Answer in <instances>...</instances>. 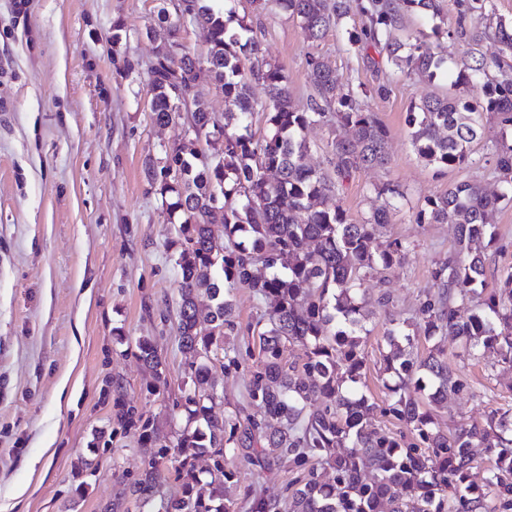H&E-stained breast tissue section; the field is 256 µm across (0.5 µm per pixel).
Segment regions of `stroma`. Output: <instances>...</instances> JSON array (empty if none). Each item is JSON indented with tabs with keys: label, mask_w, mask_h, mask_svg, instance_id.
Segmentation results:
<instances>
[{
	"label": "stroma",
	"mask_w": 512,
	"mask_h": 512,
	"mask_svg": "<svg viewBox=\"0 0 512 512\" xmlns=\"http://www.w3.org/2000/svg\"><path fill=\"white\" fill-rule=\"evenodd\" d=\"M161 0H0V512H154L129 489L157 444H173L185 425L179 401L190 358L178 345L179 276L171 240L174 218L151 190L145 160L180 139L178 126L150 118L148 64ZM257 38L287 78L297 105L313 93L307 58L328 57L339 76L385 96L367 107L387 129L389 160L362 169L337 202L360 223L383 182L405 198L382 231L407 243L406 259L367 279L371 317L364 343L362 391L377 406L388 397L380 370L390 320L411 319L423 292L434 290L432 270L452 256L450 224H421L418 212L449 184L496 188L494 140L488 122L478 146L482 161L440 170L416 154L405 122L409 107L432 93L424 82L383 71L385 53L347 51L332 30L307 43L287 15L267 12ZM486 289L512 270V202L493 217ZM389 293L392 302L377 299ZM150 338L163 363L154 379L136 356ZM439 347L450 371L465 375L467 393L433 409L436 426L481 422L512 407V366L495 351L468 356L451 336L419 339L411 356ZM132 404L154 422L156 442L120 419ZM91 472L78 473L81 461ZM225 488L237 503L249 494L283 497L291 472L235 463Z\"/></svg>",
	"instance_id": "1"
}]
</instances>
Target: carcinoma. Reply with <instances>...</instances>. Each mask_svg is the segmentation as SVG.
I'll return each instance as SVG.
<instances>
[{"mask_svg":"<svg viewBox=\"0 0 512 512\" xmlns=\"http://www.w3.org/2000/svg\"><path fill=\"white\" fill-rule=\"evenodd\" d=\"M169 2L158 13L163 32L154 34L149 65L151 114L159 125L184 126V137L163 146L146 167L149 185L178 215L177 331L180 347L194 361L183 395L187 424L173 444L179 449L174 472L181 495L161 494L166 444L131 495L144 504L158 500L156 512H236L223 486L233 477L227 465L239 459L297 473L283 500L256 498L252 512H512V416L494 412L483 423L448 434L434 427L427 406L468 391L469 383L448 372L435 354L413 361L409 349L416 335L401 323L391 322L384 336V372L397 382L388 387L383 414L401 422L416 441L369 421L373 404L359 388L368 301L362 285L409 252L398 240L378 242L404 192L391 182L375 187V204L358 224L328 200L355 171L388 164V132L363 108L365 99L383 96L386 87L341 83L331 61L312 53L307 67L314 95L301 108L254 36V23L274 6L298 22L313 46L342 28L350 49L385 51L386 64L408 79H448V91L411 105L406 115L418 157L448 170L476 163L473 147L488 118L512 127V20L495 16L490 0H457L455 24L432 27L435 36L465 47L452 71L420 38L403 37L406 16L434 19L438 0H250V11L241 15L215 0ZM183 18L208 30L203 62L179 40ZM487 39L497 46L492 55L481 50ZM175 55L181 56L176 69ZM244 58L252 60L246 72ZM203 83L224 96L221 126L199 93ZM463 86L481 96H469ZM257 113L265 118L258 138L252 131ZM314 127L332 134L325 171L307 164V132ZM202 138L206 150L194 147ZM495 156L503 190L452 184L417 214L420 224L456 225L458 249L435 266L438 292L424 293L414 322L428 339L455 336L473 357L495 347L503 362L512 363V271L488 298L479 299L478 292L485 287L493 214L512 193V142L502 141ZM216 225L224 228L223 236L214 234ZM237 288L267 304L246 327L258 337L256 354L224 347V337L241 332L231 300ZM202 296L209 304L200 303ZM467 302L473 306L464 315ZM288 343L304 348L302 363L285 359ZM136 348L161 378L162 362L151 341L144 337ZM220 357L224 370L250 373L245 399L255 414H221L224 388L213 374ZM123 418L152 436L150 419L136 407H128ZM477 448L494 459L484 492L466 485ZM201 456L212 460L205 478L195 467Z\"/></svg>","mask_w":512,"mask_h":512,"instance_id":"cac0c4a2","label":"carcinoma"}]
</instances>
